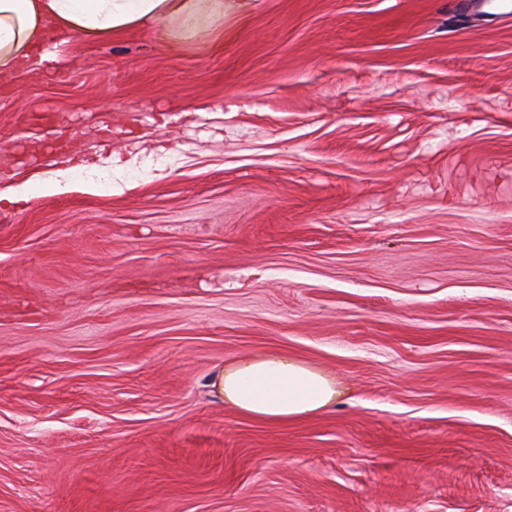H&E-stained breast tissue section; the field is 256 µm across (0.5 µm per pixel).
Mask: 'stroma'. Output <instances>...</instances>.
<instances>
[{
  "instance_id": "1",
  "label": "stroma",
  "mask_w": 512,
  "mask_h": 512,
  "mask_svg": "<svg viewBox=\"0 0 512 512\" xmlns=\"http://www.w3.org/2000/svg\"><path fill=\"white\" fill-rule=\"evenodd\" d=\"M7 155L70 190L0 205V512H512V15L75 37L0 79ZM271 353L333 404H228ZM219 389L232 405L268 423H288L326 408L336 389L320 371L287 356L269 354L225 369Z\"/></svg>"
}]
</instances>
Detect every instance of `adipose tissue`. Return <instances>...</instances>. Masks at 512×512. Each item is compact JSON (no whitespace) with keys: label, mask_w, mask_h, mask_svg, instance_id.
Here are the masks:
<instances>
[{"label":"adipose tissue","mask_w":512,"mask_h":512,"mask_svg":"<svg viewBox=\"0 0 512 512\" xmlns=\"http://www.w3.org/2000/svg\"><path fill=\"white\" fill-rule=\"evenodd\" d=\"M225 0H0V76L31 66L71 37L91 42L152 29L177 43L224 26ZM225 399L268 423H288L326 408L336 389L320 371L269 354L225 369Z\"/></svg>","instance_id":"1"}]
</instances>
